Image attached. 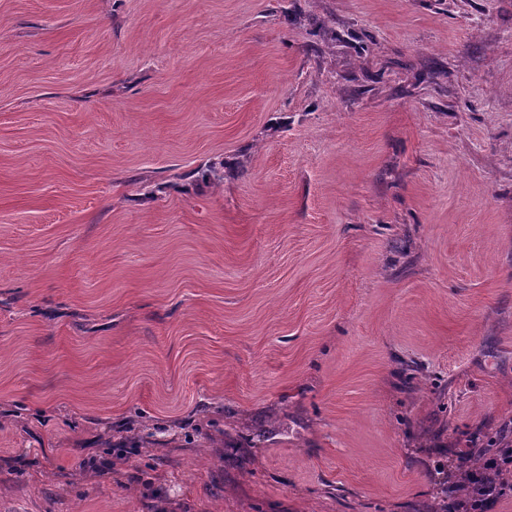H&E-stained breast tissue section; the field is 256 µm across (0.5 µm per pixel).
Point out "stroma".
Here are the masks:
<instances>
[{"instance_id":"1","label":"stroma","mask_w":512,"mask_h":512,"mask_svg":"<svg viewBox=\"0 0 512 512\" xmlns=\"http://www.w3.org/2000/svg\"><path fill=\"white\" fill-rule=\"evenodd\" d=\"M512 421V0H0V512H448Z\"/></svg>"}]
</instances>
